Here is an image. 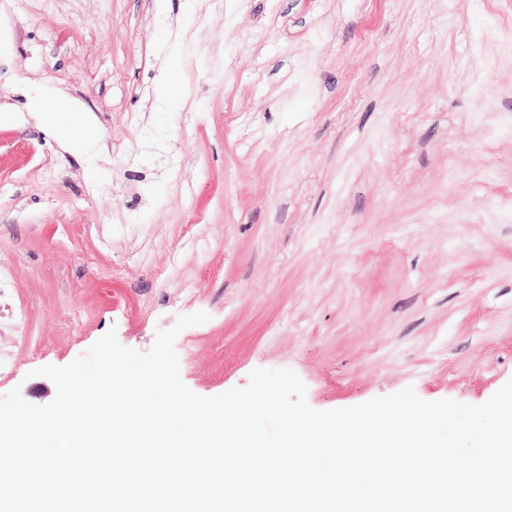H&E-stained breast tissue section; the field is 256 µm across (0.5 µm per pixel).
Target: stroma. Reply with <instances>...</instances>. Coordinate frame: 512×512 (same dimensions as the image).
<instances>
[{
    "instance_id": "1",
    "label": "stroma",
    "mask_w": 512,
    "mask_h": 512,
    "mask_svg": "<svg viewBox=\"0 0 512 512\" xmlns=\"http://www.w3.org/2000/svg\"><path fill=\"white\" fill-rule=\"evenodd\" d=\"M0 262V396L202 310L175 341L202 396L289 368L318 410L484 403L512 379V0H0Z\"/></svg>"
}]
</instances>
